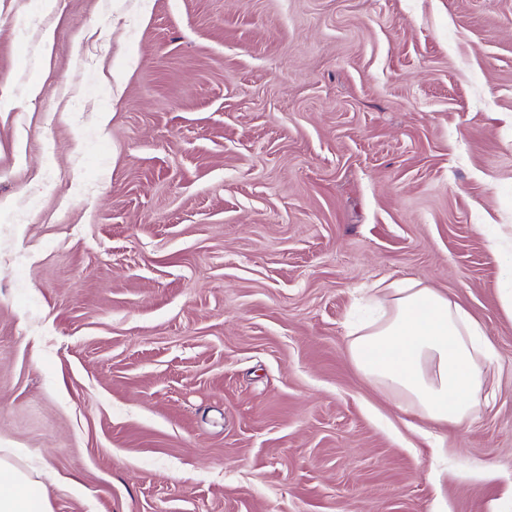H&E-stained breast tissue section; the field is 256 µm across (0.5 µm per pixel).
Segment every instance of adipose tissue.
<instances>
[{"label":"adipose tissue","instance_id":"ef3b65f1","mask_svg":"<svg viewBox=\"0 0 512 512\" xmlns=\"http://www.w3.org/2000/svg\"><path fill=\"white\" fill-rule=\"evenodd\" d=\"M374 291L377 316L349 333L356 369L430 423L458 424L487 406L496 352L481 324L416 281L384 278ZM0 512H52L45 484L10 448H0Z\"/></svg>","mask_w":512,"mask_h":512}]
</instances>
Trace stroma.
<instances>
[{"instance_id": "stroma-1", "label": "stroma", "mask_w": 512, "mask_h": 512, "mask_svg": "<svg viewBox=\"0 0 512 512\" xmlns=\"http://www.w3.org/2000/svg\"><path fill=\"white\" fill-rule=\"evenodd\" d=\"M112 3L0 0V448L52 512L511 505L512 0ZM383 278L496 350L437 478L349 358Z\"/></svg>"}]
</instances>
